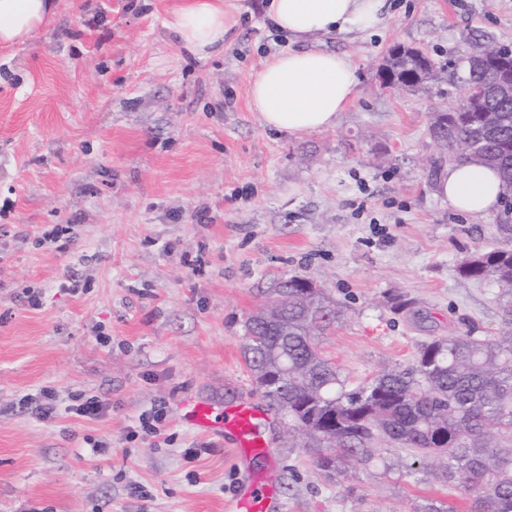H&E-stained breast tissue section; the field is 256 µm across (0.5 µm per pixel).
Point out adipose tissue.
Here are the masks:
<instances>
[{
	"mask_svg": "<svg viewBox=\"0 0 512 512\" xmlns=\"http://www.w3.org/2000/svg\"><path fill=\"white\" fill-rule=\"evenodd\" d=\"M389 8L388 0H265L263 15L275 30L305 40L378 29ZM56 9V0H0V49L28 41ZM171 26L186 52L200 58L222 52L224 0H180ZM356 92L355 68L346 56L288 50L263 60L248 88V106L263 127L301 134L334 127ZM438 194L458 212L483 216L497 209L502 186L493 169L453 163L438 183Z\"/></svg>",
	"mask_w": 512,
	"mask_h": 512,
	"instance_id": "obj_1",
	"label": "adipose tissue"
}]
</instances>
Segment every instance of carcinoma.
<instances>
[{
  "label": "carcinoma",
  "instance_id": "obj_1",
  "mask_svg": "<svg viewBox=\"0 0 512 512\" xmlns=\"http://www.w3.org/2000/svg\"><path fill=\"white\" fill-rule=\"evenodd\" d=\"M512 54L489 37L467 59L464 86L480 94L461 112H436L430 127L454 162L497 171L503 200L512 201V103L497 97V61ZM422 51L392 47L382 82L414 89L435 76ZM470 143L471 154H457ZM462 277L490 280L498 288L505 321L512 325V249L475 252L459 266ZM292 276L262 292L259 307L278 327L257 315L245 322L244 360L255 389L288 422V447L311 450L315 466L330 477L385 461V441L413 453L414 461L438 459L440 474L465 495L466 512H512V329L501 336L470 332L421 344L412 364L384 369L350 388L317 342L341 320L323 288H304ZM415 512H456L427 497Z\"/></svg>",
  "mask_w": 512,
  "mask_h": 512
}]
</instances>
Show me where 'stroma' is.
<instances>
[{
  "instance_id": "stroma-1",
  "label": "stroma",
  "mask_w": 512,
  "mask_h": 512,
  "mask_svg": "<svg viewBox=\"0 0 512 512\" xmlns=\"http://www.w3.org/2000/svg\"><path fill=\"white\" fill-rule=\"evenodd\" d=\"M176 4L61 0L0 49V512H231L248 475L271 479L282 512L460 500L436 461L390 445L385 465L324 476L254 390L244 324L274 280L313 281L342 312L320 347L353 385L432 338L506 331L494 283L458 271L505 246L504 216L439 197L448 153L429 118L458 103V61L483 37L512 46V0H393L378 32L312 39L359 84L334 128L299 135L247 105L261 61L292 46L262 0H227L224 50L204 59L170 31ZM396 44L430 56L436 79L381 86ZM45 388L60 408L47 420ZM78 394L109 411L69 413ZM189 400L260 407L265 453L189 425Z\"/></svg>"
}]
</instances>
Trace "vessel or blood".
Here are the masks:
<instances>
[{
    "label": "vessel or blood",
    "instance_id": "b4317fda",
    "mask_svg": "<svg viewBox=\"0 0 512 512\" xmlns=\"http://www.w3.org/2000/svg\"><path fill=\"white\" fill-rule=\"evenodd\" d=\"M257 410L252 404L242 403L235 411L216 412L209 404L193 403L186 417L190 425L200 428L225 430L232 433L240 447L258 454L263 450L260 432L256 427ZM273 492L263 480L255 478L241 489L235 499L234 512H270Z\"/></svg>",
    "mask_w": 512,
    "mask_h": 512
}]
</instances>
